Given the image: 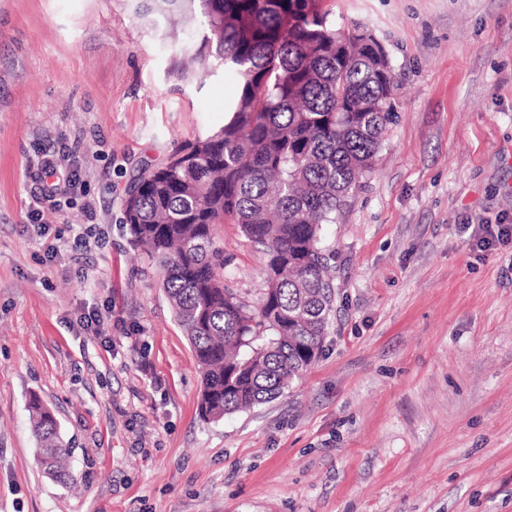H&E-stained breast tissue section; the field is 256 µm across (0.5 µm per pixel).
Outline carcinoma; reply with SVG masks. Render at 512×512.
<instances>
[{
    "instance_id": "obj_1",
    "label": "carcinoma",
    "mask_w": 512,
    "mask_h": 512,
    "mask_svg": "<svg viewBox=\"0 0 512 512\" xmlns=\"http://www.w3.org/2000/svg\"><path fill=\"white\" fill-rule=\"evenodd\" d=\"M152 2L182 18L173 52L240 80L224 125L141 167L122 202L195 353L199 411L218 421L278 397L315 362L334 297L322 225L375 169L396 75L382 43L333 25L324 0ZM228 222L263 256L256 305L226 284L215 228ZM29 412L46 474L70 480L56 418L35 396Z\"/></svg>"
}]
</instances>
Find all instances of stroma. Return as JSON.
I'll use <instances>...</instances> for the list:
<instances>
[{"label":"stroma","instance_id":"obj_1","mask_svg":"<svg viewBox=\"0 0 512 512\" xmlns=\"http://www.w3.org/2000/svg\"><path fill=\"white\" fill-rule=\"evenodd\" d=\"M134 6L0 0V512H512V240L474 231L512 225V0H327L385 46L396 116L322 227L335 303L315 365L210 422L121 198L142 164L223 126L239 86L180 81L172 23ZM62 151L79 183L31 222L37 167ZM217 236L228 286L258 298L260 254L238 225ZM33 395L71 482L39 462Z\"/></svg>","mask_w":512,"mask_h":512}]
</instances>
